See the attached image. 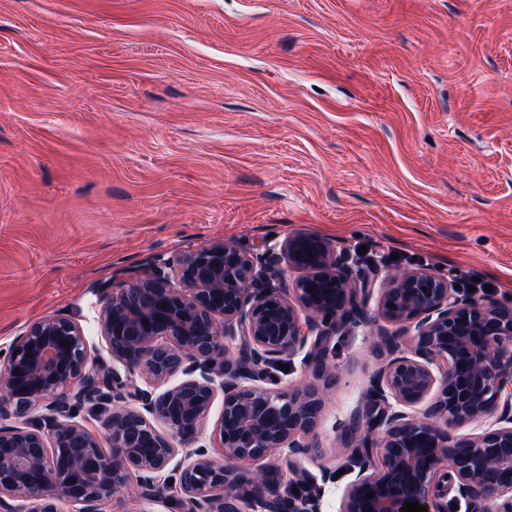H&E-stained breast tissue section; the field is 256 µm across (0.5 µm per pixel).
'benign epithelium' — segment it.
<instances>
[{
	"label": "benign epithelium",
	"mask_w": 512,
	"mask_h": 512,
	"mask_svg": "<svg viewBox=\"0 0 512 512\" xmlns=\"http://www.w3.org/2000/svg\"><path fill=\"white\" fill-rule=\"evenodd\" d=\"M279 263L298 274L292 296L256 284L257 265L274 275ZM370 295L349 255L297 233L262 254L218 242L154 256L103 306L112 363L94 371L77 322L39 318L0 352V512H58L63 501L101 512L132 483L161 512H322L338 470L299 462L317 451L323 394L313 383L278 390L273 367L299 357L330 383L336 333L364 319ZM380 309L390 322L416 320L415 345L399 355L398 337L379 336L386 363L341 434L352 479L339 512L405 502L512 512V306L429 271H396ZM219 393L216 459L201 434ZM83 408L97 428L72 415Z\"/></svg>",
	"instance_id": "benign-epithelium-1"
}]
</instances>
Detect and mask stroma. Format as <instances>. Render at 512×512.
Instances as JSON below:
<instances>
[{
	"label": "stroma",
	"mask_w": 512,
	"mask_h": 512,
	"mask_svg": "<svg viewBox=\"0 0 512 512\" xmlns=\"http://www.w3.org/2000/svg\"><path fill=\"white\" fill-rule=\"evenodd\" d=\"M314 233L357 254L310 471L382 363L387 270L512 302V0H0V349L160 253Z\"/></svg>",
	"instance_id": "1"
}]
</instances>
